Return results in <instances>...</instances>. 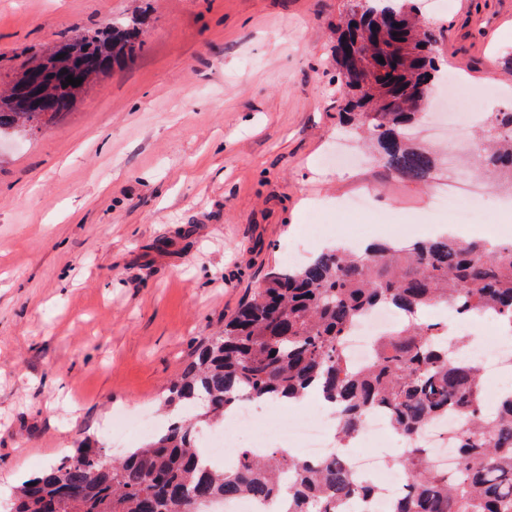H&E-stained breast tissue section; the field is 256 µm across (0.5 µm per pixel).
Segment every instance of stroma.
Listing matches in <instances>:
<instances>
[{"label": "stroma", "instance_id": "35a3bbf8", "mask_svg": "<svg viewBox=\"0 0 512 512\" xmlns=\"http://www.w3.org/2000/svg\"><path fill=\"white\" fill-rule=\"evenodd\" d=\"M449 74L512 111V0H446ZM349 0H0V89L25 57L110 18L144 44L78 95L63 120L0 139V499L92 443L117 412H156L196 347L223 329L312 217L338 225L453 223L431 198L470 173L473 139L420 128L428 184L375 167L339 123L333 47ZM370 207L340 203L361 182ZM512 191L488 187L485 223L512 225Z\"/></svg>", "mask_w": 512, "mask_h": 512}]
</instances>
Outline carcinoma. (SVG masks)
<instances>
[{"label":"carcinoma","instance_id":"obj_1","mask_svg":"<svg viewBox=\"0 0 512 512\" xmlns=\"http://www.w3.org/2000/svg\"><path fill=\"white\" fill-rule=\"evenodd\" d=\"M399 26L387 22V13ZM337 87L345 102L343 124L364 132L375 160L423 183L433 154L410 130L420 121V99L438 78L436 30L425 27L410 0L356 3L337 27ZM135 19H112L106 29L70 40V65L103 74L141 48ZM384 62H378V58ZM43 82L57 84L55 55L42 61ZM10 93L0 95V138L25 135L45 121L30 111L27 63ZM52 118L69 112L79 89L57 84ZM475 169L512 187V112H495L476 138ZM452 304L461 313L494 312L512 327V241L491 245L452 236L373 242L363 250H323L300 268L269 272L262 288L224 330L200 344L171 383L164 405L179 412L124 458L105 449L80 448L18 487L11 512H194L214 499H288L286 512H343L355 497H370L341 456L311 463L279 448L262 454L243 448L231 467L199 459L205 428L224 424L246 400L292 398L316 388L336 407L339 441L360 431L366 412H388L406 442L397 463L405 492L392 512H512V394L495 416L483 406L482 377L452 356L443 322L421 319L424 310ZM391 307L406 316L382 336L373 360L354 367L344 347L349 329L369 310ZM455 408L460 424L452 447L462 460L453 476L432 466L415 442L433 421Z\"/></svg>","mask_w":512,"mask_h":512}]
</instances>
